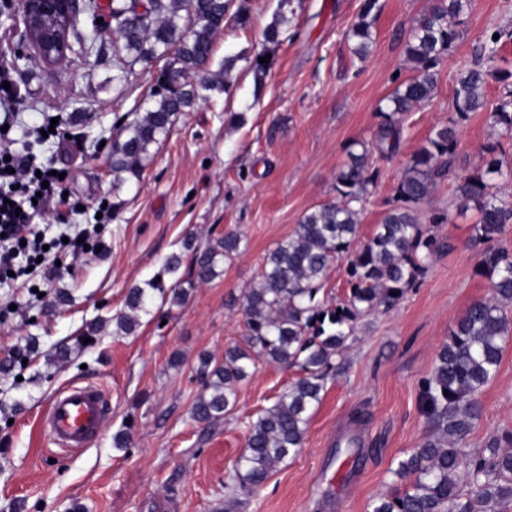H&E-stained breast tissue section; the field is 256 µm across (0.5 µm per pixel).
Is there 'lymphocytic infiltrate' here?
<instances>
[{"label":"lymphocytic infiltrate","mask_w":512,"mask_h":512,"mask_svg":"<svg viewBox=\"0 0 512 512\" xmlns=\"http://www.w3.org/2000/svg\"><path fill=\"white\" fill-rule=\"evenodd\" d=\"M50 119L21 135L0 131V275H23L44 253L35 220L49 200L66 203L65 189L53 176L54 165L37 152Z\"/></svg>","instance_id":"1"}]
</instances>
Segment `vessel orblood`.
Returning <instances> with one entry per match:
<instances>
[{
    "mask_svg": "<svg viewBox=\"0 0 512 512\" xmlns=\"http://www.w3.org/2000/svg\"><path fill=\"white\" fill-rule=\"evenodd\" d=\"M107 416L108 402L99 387H71L51 399L44 428L58 447L78 450L102 432Z\"/></svg>",
    "mask_w": 512,
    "mask_h": 512,
    "instance_id": "b4317fda",
    "label": "vessel or blood"
}]
</instances>
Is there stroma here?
<instances>
[{"mask_svg": "<svg viewBox=\"0 0 512 512\" xmlns=\"http://www.w3.org/2000/svg\"><path fill=\"white\" fill-rule=\"evenodd\" d=\"M434 2L379 0L375 44L362 60L346 32L363 0H293L288 31L274 45L264 44L262 33L279 0H232L234 8L247 6L248 19L228 12L206 67L214 73L236 57L226 91L181 113L141 179L117 196L109 143L134 97L112 89L111 37L90 60L46 66L16 61L21 31L0 28V68L20 93L13 107L18 128L47 114L62 118L66 129L39 149L64 172L71 204L40 218V227L50 239L97 228L79 255L56 252V274L43 297L30 294L27 278H0V305L16 307L0 319V363L9 365L0 372V512H72L76 503L84 512H224L225 477L245 448L248 420L271 406L298 371L258 360L238 387L233 412L204 428L190 417L204 391L198 357L223 360L225 348L241 342L239 301L257 282L266 251L292 234L309 207L335 200L346 147L372 138L382 100L411 76L404 45L413 21ZM459 21L461 37L433 102L409 113L399 154L381 164L361 235L380 223L405 162L447 120L453 83L476 47L512 24V0H472ZM243 52L266 53L262 78L240 60ZM495 138L487 113L464 123L455 169L428 204L450 214L437 228L449 249L433 258L418 287L350 336L344 370L328 380L300 453L250 496L243 512H367L373 497L396 484L398 461L428 430L420 383L468 306L491 292L474 271L481 250L473 240L476 213L455 207L454 189ZM102 201L114 204L116 215L100 225ZM228 231L239 232L247 246L221 265L218 277L195 288L185 304L155 300L136 334L114 335L113 318L130 286L161 273L184 240L203 244ZM96 319L103 328L91 345L66 362L48 363ZM30 336L38 339L37 353L15 359ZM69 384L102 388L112 417L88 448L59 454L50 450L43 413ZM479 399L482 415L467 437L471 453L512 432V337ZM123 429L130 444L119 450L113 437Z\"/></svg>", "mask_w": 512, "mask_h": 512, "instance_id": "35a3bbf8", "label": "stroma"}]
</instances>
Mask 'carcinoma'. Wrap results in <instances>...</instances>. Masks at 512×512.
Instances as JSON below:
<instances>
[{
  "label": "carcinoma",
  "mask_w": 512,
  "mask_h": 512,
  "mask_svg": "<svg viewBox=\"0 0 512 512\" xmlns=\"http://www.w3.org/2000/svg\"><path fill=\"white\" fill-rule=\"evenodd\" d=\"M378 0H363L347 38L363 59L374 43ZM471 0H435L411 27L405 55L415 75L399 83L378 107L380 123L367 140L347 146V161L336 172V199L308 209L288 239L265 254L255 286L243 294L246 333L243 343L224 350L220 363L204 354L196 369L205 393L193 404L190 417L211 425L234 410L238 386L256 370L263 357L301 375L277 401L249 421L246 448L233 463L224 488L232 494L253 493L273 470L295 457L304 446L308 425L321 403L328 378L342 369L341 356L357 326L383 308L396 305L420 285L430 260L445 243L436 228L447 214L423 216L432 189L452 171L459 150V127L473 112H486L499 140L485 146L483 166L458 178L455 205L474 209L478 220L474 240L484 245L475 271L490 280L491 296L473 302L456 322L438 352L432 375L421 384L420 409L429 431L418 447L398 461L399 481L393 493L372 499L368 512H504L512 505V434L509 448L494 439L476 455L464 451L465 441L481 418L479 394L495 377L503 342L512 335V249L505 246L512 231V196L497 192L494 180L508 173L501 140H512V71L494 67L499 49L512 41V26L499 27L498 39L488 36L458 74L448 120L435 126L405 163L393 194L372 234L360 238V216L374 196L380 163L398 155L405 135V115L431 102L440 67L460 37L456 18ZM231 0H112V84L126 91L136 66L151 74L149 93L121 117L120 133L112 140V192L120 194L141 178L154 157L153 148L170 135L178 115L224 89L222 75L238 60L264 72L259 56L224 60L222 71L193 80L210 60L214 41ZM280 0L278 14L263 32L265 42L280 41L288 24ZM101 13L86 5L84 26L74 32L77 43L98 39ZM502 84L497 98L485 97L488 77ZM242 237H224L195 247L188 279L178 275L181 256L169 257L162 272L133 285L123 310L115 316L117 333L130 335L148 314L155 298L183 304L194 288L208 284L224 262L241 252ZM346 264L347 292L335 299L323 292L331 266ZM174 277L166 283L164 276Z\"/></svg>",
  "instance_id": "obj_1"
}]
</instances>
